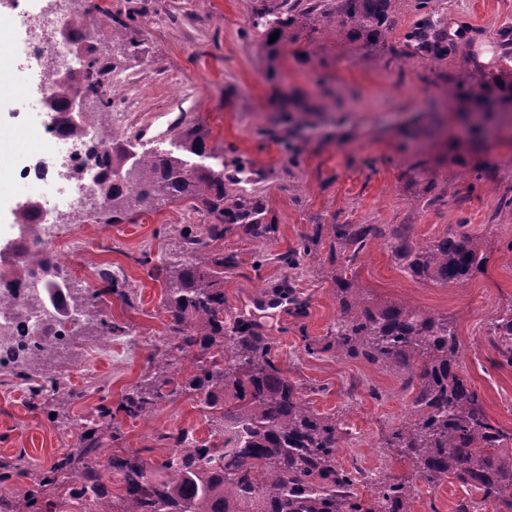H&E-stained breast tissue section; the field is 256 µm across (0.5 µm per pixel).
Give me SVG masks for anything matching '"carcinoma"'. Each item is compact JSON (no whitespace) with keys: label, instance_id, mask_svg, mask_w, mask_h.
<instances>
[{"label":"carcinoma","instance_id":"cac0c4a2","mask_svg":"<svg viewBox=\"0 0 512 512\" xmlns=\"http://www.w3.org/2000/svg\"><path fill=\"white\" fill-rule=\"evenodd\" d=\"M409 0H253L249 28L262 39L257 53L266 62L265 77L278 82L288 45L312 41L314 36L339 38V43L367 56L392 29L395 12ZM435 0H415L421 13L405 36L402 52L409 57L444 59L457 52L458 41L434 19ZM113 23L112 50L138 57L141 41L127 35L129 24L106 14ZM278 33L275 42L271 34ZM97 49L84 57L79 71L59 83L53 111L69 112L74 94L84 88L94 96L89 118L112 104L106 90L94 81L108 75L113 65L98 67ZM452 95L461 104L456 116L467 120L481 115V130L495 125V102H512V56L486 70L463 55V68L451 78ZM199 126L178 130L170 149L144 150L126 165L130 141L112 142L110 157L112 199L95 208L97 222L116 224L122 218L150 212L164 203H184L210 217L200 232L182 236L175 260L156 268L164 276V307L174 337L152 376L129 387L117 411L135 420L152 414L172 397L199 396L209 435L196 439L179 429L175 437L189 446L169 453L154 465L137 452L120 450L125 437L115 421L112 404L102 398L95 407L97 421L81 427L75 444L59 454L47 469H31L20 455L0 460V512H86V495L96 499L100 512H414L418 488L395 478H380L370 499L354 489L355 474L336 460L348 440L344 421L334 413H318L304 398L305 386L278 364L277 346L241 318L224 317V270L237 266L233 254L207 249L205 240L224 238L225 225L236 224L254 237L275 231L265 223L266 200L248 191L253 171L239 158L208 147ZM340 249L351 247L352 261L372 238L390 236L387 245L395 260L412 275L441 284L462 283L480 270L484 253L468 232L456 231L424 247L408 242V225L386 234L376 224H333ZM317 239L276 255L275 262L296 269L310 255ZM55 281L71 294L74 314L87 320L77 324L73 337L125 332L112 316L96 310L105 294H114L132 307L131 291L108 269L98 270L105 288H78L54 270ZM339 285L340 319L324 342L305 344L309 354L333 353L338 359L362 358L397 374L410 398L405 419L392 427L384 447L394 448L412 463L418 477L436 485L450 477L477 490L480 498L458 502L455 512H473L481 504L494 512H512V431H504L489 417L482 399L464 374L461 345L455 325L406 303L371 306L361 290L342 277ZM490 333L498 366H512V312L491 321ZM58 349L52 341L19 355L3 366L8 381L43 377ZM82 393L61 396L53 387L31 391L32 411L53 407L59 426L71 425L70 406ZM109 457L122 494L108 488L97 459ZM74 472L83 486L67 487L60 476ZM19 476L31 478L30 488L11 491Z\"/></svg>","mask_w":512,"mask_h":512}]
</instances>
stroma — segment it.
Listing matches in <instances>:
<instances>
[{"label":"stroma","instance_id":"stroma-1","mask_svg":"<svg viewBox=\"0 0 512 512\" xmlns=\"http://www.w3.org/2000/svg\"><path fill=\"white\" fill-rule=\"evenodd\" d=\"M108 12L129 15L144 51L124 61L111 82L128 101L124 128L138 150L170 147L177 124H196L209 144L224 147L263 172L270 237L242 231L225 233L213 249L236 254V268L224 273V309L248 315L278 347L279 365L305 384L318 412L343 415L349 440L338 462L363 474L414 480L409 461L383 445L393 425L407 416L410 400L398 379L361 359L307 354L306 340L328 336L339 316L331 268L370 291L376 303L408 302L455 322L461 362L489 416L512 429V367L494 364L488 325L512 304V217L499 212L512 199V141L502 139L473 150L457 138L425 136L432 111L448 113V77L459 58L400 56L405 34L417 12L403 8L386 47L362 57L334 41L309 45L308 61L288 58L278 86L264 77L256 40L248 30L252 0H98ZM437 14L450 36H463L481 62L491 61L501 29L512 28V0H438ZM300 103L280 117L274 90ZM15 99L0 97V137L13 144L0 159L6 191L0 192V248L15 241L11 215L31 195L15 172L36 154L40 143L31 127L36 113L17 114ZM206 216L178 203L104 226L87 218L73 232L89 249L66 260L65 274L95 282V272L111 266L126 277L136 296L127 307L114 295L100 307L125 326L128 336L149 337L165 351L168 314L153 268L168 257L181 235L196 231ZM379 224L384 230L406 224L414 243L423 245L465 226L479 237L486 255L482 270L461 284L436 285L409 274L383 240L370 242L354 261H330V235H322L312 256L295 271L275 262L318 226ZM152 261L140 264L142 253ZM309 302L305 315L288 305H259L264 288L284 276ZM144 353L128 350L101 355L98 376L112 404L125 389L150 376ZM102 390V391H103ZM125 451L163 461L169 450L159 434L178 428L206 436L204 413L194 395L164 403L153 415L122 419ZM46 412H31L22 397L0 390V458L25 454L43 468L69 446Z\"/></svg>","mask_w":512,"mask_h":512}]
</instances>
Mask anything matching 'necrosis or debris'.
Here are the masks:
<instances>
[{
    "label": "necrosis or debris",
    "instance_id": "4bbe7bcc",
    "mask_svg": "<svg viewBox=\"0 0 512 512\" xmlns=\"http://www.w3.org/2000/svg\"><path fill=\"white\" fill-rule=\"evenodd\" d=\"M50 13L37 12L31 0H10L7 17L13 26L25 32L22 43L0 46V54L37 66L43 74L42 94L53 97L58 70H77L83 65L74 56L68 42L53 33L58 19H72L76 10L73 0H52ZM42 144L39 157L25 166L21 179L40 191L38 206L31 220L32 230L21 241L15 266L26 265L28 259L39 264L60 265L64 254L84 252L89 243L78 236H65L60 226L68 217L107 202L112 182L103 179L91 182L80 178L78 170L98 164L111 146V137L97 127H88L84 134H69L60 124L58 113L44 112L34 129ZM48 285L40 275H32L23 284H14L9 273L0 269V361H9L15 354L31 349L44 336L67 343L72 318L63 309L50 304Z\"/></svg>",
    "mask_w": 512,
    "mask_h": 512
}]
</instances>
